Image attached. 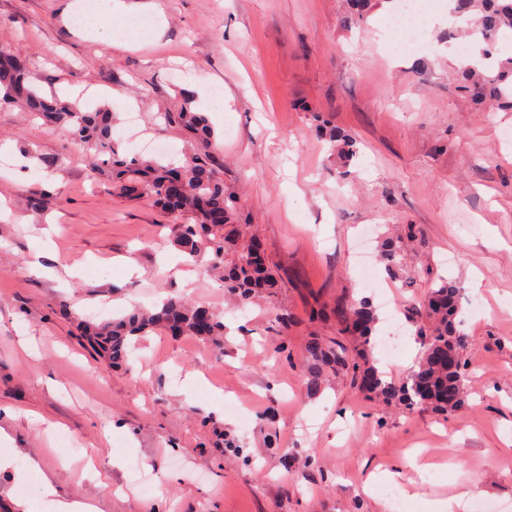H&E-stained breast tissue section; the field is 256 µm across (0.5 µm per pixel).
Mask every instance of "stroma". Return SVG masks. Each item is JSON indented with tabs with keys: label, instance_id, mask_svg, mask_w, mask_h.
<instances>
[{
	"label": "stroma",
	"instance_id": "stroma-1",
	"mask_svg": "<svg viewBox=\"0 0 512 512\" xmlns=\"http://www.w3.org/2000/svg\"><path fill=\"white\" fill-rule=\"evenodd\" d=\"M121 3L96 19L77 0H0V45L46 94L109 106L118 131L137 114L177 158L189 137L160 114L190 91L281 286L230 308L174 246L190 216L113 196L68 133L0 104V502L51 512L45 476L99 512H423L465 485L512 512V112L458 90L448 0H414L399 22L350 0ZM409 28L425 48L403 51ZM316 113L357 140L356 158L317 135ZM391 224L423 240L404 282L376 261L362 274L353 250L365 226ZM439 275L468 308L472 395L456 412L382 407L343 377L310 396L299 367L270 356L276 314L293 319L284 339L298 359L309 332L337 334L335 317L308 324L310 306L367 296L401 318ZM168 297L221 315L223 351L158 328L120 369L78 334L101 307L118 318ZM417 452L438 463L417 499L366 489L385 471L403 485ZM91 455L97 476L74 485Z\"/></svg>",
	"mask_w": 512,
	"mask_h": 512
}]
</instances>
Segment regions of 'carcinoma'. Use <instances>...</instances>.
<instances>
[{
	"instance_id": "1",
	"label": "carcinoma",
	"mask_w": 512,
	"mask_h": 512,
	"mask_svg": "<svg viewBox=\"0 0 512 512\" xmlns=\"http://www.w3.org/2000/svg\"><path fill=\"white\" fill-rule=\"evenodd\" d=\"M449 12L465 24V34L477 36L475 47L490 76L475 64L465 63L459 70L463 88L477 101H492L512 110V57L496 59L499 38L512 31V0H450ZM0 102L19 107L52 128L67 130L72 140L89 152L90 171L108 172L112 194L131 201L146 200L165 213L185 212L193 223L180 225L176 246L204 270H220L224 295L235 309L244 310L258 298L269 299L279 288L276 270L259 244L242 238L237 195L224 185L213 158L215 132L202 112L192 107L187 95L175 109L164 113L167 125L192 136L189 151L175 165L156 159L127 160L112 142L113 115L106 109H84L68 99L46 96L38 85L37 74L24 61L0 46ZM315 129L327 136L338 153L350 159L357 154V141L319 120ZM106 153L109 158L100 159ZM414 226L406 225L397 236L385 235L380 256L391 276L404 272L405 246L415 241ZM459 287L441 278L431 283L425 299L407 308L415 324L424 352L417 366L397 381H387L370 359L371 337L378 317L367 300L351 299L336 305L334 312L339 334L354 339L347 346L336 338L311 335L301 359V377L306 392L316 393L326 378L343 375L358 386L370 381L369 398L384 405L399 406L408 413L431 409L447 414L465 403L470 375L463 357L466 339L461 333ZM200 308L177 298L163 302L158 309H136L119 322H87L82 334L109 350L112 363L126 365L136 345L129 336H143L156 326L176 336H196L218 347L224 346V321L212 312L206 335L199 326ZM452 350L461 363L450 366L444 354Z\"/></svg>"
}]
</instances>
